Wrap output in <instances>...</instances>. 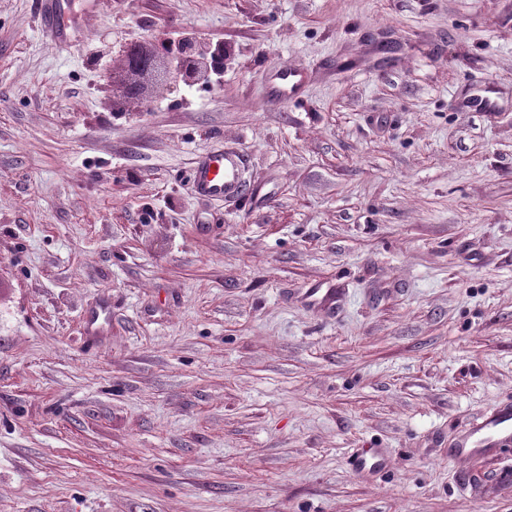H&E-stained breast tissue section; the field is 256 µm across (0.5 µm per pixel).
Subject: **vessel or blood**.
I'll use <instances>...</instances> for the list:
<instances>
[{"label":"vessel or blood","instance_id":"1","mask_svg":"<svg viewBox=\"0 0 512 512\" xmlns=\"http://www.w3.org/2000/svg\"><path fill=\"white\" fill-rule=\"evenodd\" d=\"M44 21V32L52 47L64 50L83 40V33L73 31L64 20L70 0H38ZM304 80L299 68H284L270 81L269 99L282 102L296 99ZM245 165V154L240 150L221 149L200 159L195 181L198 189L215 199L236 195L240 189L239 174ZM306 294L311 304L325 312L336 310L338 291L334 288H310ZM512 445V403H503L471 421L464 429L457 447L449 449L448 456L466 461L485 456L497 449ZM349 463L355 472L373 474L388 465V454L383 448H358Z\"/></svg>","mask_w":512,"mask_h":512}]
</instances>
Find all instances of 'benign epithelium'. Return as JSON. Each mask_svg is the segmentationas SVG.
Returning <instances> with one entry per match:
<instances>
[{
  "label": "benign epithelium",
  "mask_w": 512,
  "mask_h": 512,
  "mask_svg": "<svg viewBox=\"0 0 512 512\" xmlns=\"http://www.w3.org/2000/svg\"><path fill=\"white\" fill-rule=\"evenodd\" d=\"M232 55L230 46L187 37L174 49L155 40L130 43L112 70V111L141 112L152 99L175 85L206 86L216 66Z\"/></svg>",
  "instance_id": "1"
}]
</instances>
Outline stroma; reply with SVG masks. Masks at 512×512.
<instances>
[{
	"mask_svg": "<svg viewBox=\"0 0 512 512\" xmlns=\"http://www.w3.org/2000/svg\"><path fill=\"white\" fill-rule=\"evenodd\" d=\"M73 17L64 54L0 0V512H512V447L448 458L512 400V0ZM187 35L231 45L220 82L113 111L124 46ZM229 143L243 194L200 197ZM304 72L299 68H284L275 73L270 81L269 101L294 100L300 93ZM306 294L313 306L328 313L336 311L338 288H308ZM349 463L355 472L373 474L387 467L388 454L385 448H357L351 453Z\"/></svg>",
	"mask_w": 512,
	"mask_h": 512,
	"instance_id": "obj_1",
	"label": "stroma"
}]
</instances>
